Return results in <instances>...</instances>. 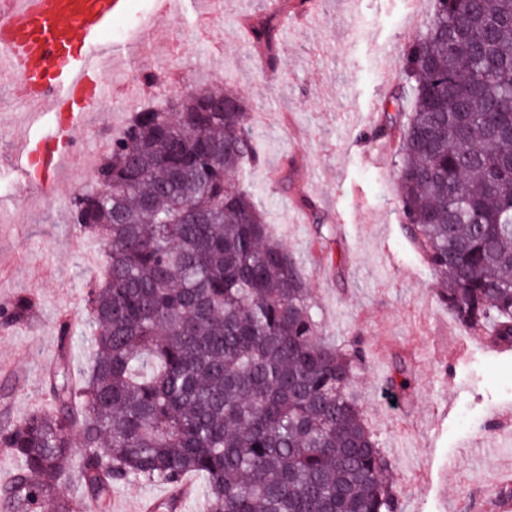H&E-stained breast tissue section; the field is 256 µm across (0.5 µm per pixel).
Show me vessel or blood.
<instances>
[{"instance_id": "obj_1", "label": "vessel or blood", "mask_w": 512, "mask_h": 512, "mask_svg": "<svg viewBox=\"0 0 512 512\" xmlns=\"http://www.w3.org/2000/svg\"><path fill=\"white\" fill-rule=\"evenodd\" d=\"M127 0H0V73L13 95L44 112L78 119L102 98L135 102L132 87H111L100 77V59L109 55L104 37ZM69 128L56 126L36 139L20 140L27 159L22 192L50 195L65 163L62 146Z\"/></svg>"}]
</instances>
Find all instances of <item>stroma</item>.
I'll return each instance as SVG.
<instances>
[{
	"label": "stroma",
	"instance_id": "1",
	"mask_svg": "<svg viewBox=\"0 0 512 512\" xmlns=\"http://www.w3.org/2000/svg\"><path fill=\"white\" fill-rule=\"evenodd\" d=\"M158 0H129L121 23L155 19L148 46L112 41L113 86L147 71L156 50L176 78L224 84L254 116L258 159L239 186L270 220L312 292L322 339L360 348L354 393L365 424L391 464L403 512H479L486 476L512 469V351L465 331L436 297L438 281L401 230L396 138L374 136L377 106L404 83V56L434 12V0H318L320 23L280 41L275 64L254 56L242 26L268 14V0H188L177 17ZM127 113L94 111L76 127L82 151L121 131ZM57 118L27 122L0 89V306L32 300L23 324L0 327V428L47 409L57 328H82L85 294L102 265L97 240L67 224V186L27 200L12 130L42 135ZM412 379L391 388L396 365Z\"/></svg>",
	"mask_w": 512,
	"mask_h": 512
}]
</instances>
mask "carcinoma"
Wrapping results in <instances>:
<instances>
[{
	"label": "carcinoma",
	"instance_id": "1",
	"mask_svg": "<svg viewBox=\"0 0 512 512\" xmlns=\"http://www.w3.org/2000/svg\"><path fill=\"white\" fill-rule=\"evenodd\" d=\"M405 57L397 185L406 237L459 323L512 348V0H435ZM278 16L252 27L274 58ZM257 160L249 105L197 86L131 113L70 200L100 241L89 286L92 359L58 328L51 409L0 430L18 468L11 512H73L76 483L103 504L131 483L204 477L202 512H402L390 463L354 401L351 353L318 340L310 290L234 179ZM193 211L199 222L187 221ZM21 298L0 312L24 322Z\"/></svg>",
	"mask_w": 512,
	"mask_h": 512
}]
</instances>
